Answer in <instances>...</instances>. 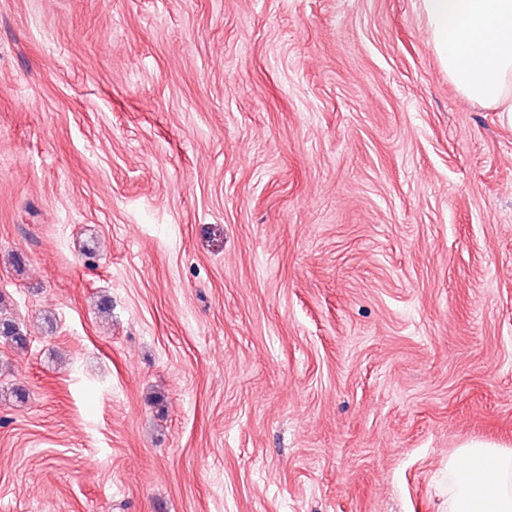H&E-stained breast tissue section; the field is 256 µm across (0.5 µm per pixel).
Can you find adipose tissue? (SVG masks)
I'll list each match as a JSON object with an SVG mask.
<instances>
[{
  "label": "adipose tissue",
  "mask_w": 512,
  "mask_h": 512,
  "mask_svg": "<svg viewBox=\"0 0 512 512\" xmlns=\"http://www.w3.org/2000/svg\"><path fill=\"white\" fill-rule=\"evenodd\" d=\"M464 99L512 116V0H417ZM448 512H512V450L465 444L448 461Z\"/></svg>",
  "instance_id": "adipose-tissue-1"
}]
</instances>
